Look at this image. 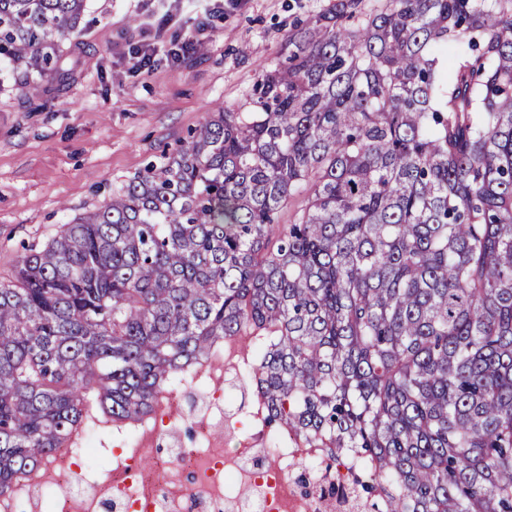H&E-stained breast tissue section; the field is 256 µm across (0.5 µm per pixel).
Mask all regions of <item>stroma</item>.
<instances>
[{"label":"stroma","mask_w":512,"mask_h":512,"mask_svg":"<svg viewBox=\"0 0 512 512\" xmlns=\"http://www.w3.org/2000/svg\"><path fill=\"white\" fill-rule=\"evenodd\" d=\"M330 0H87L64 46V78L37 96L0 58V278L75 215L104 206L129 178L179 148L211 112L246 111L263 69L285 54L288 30ZM204 53L168 56L174 33ZM150 45L141 68L137 46Z\"/></svg>","instance_id":"stroma-1"}]
</instances>
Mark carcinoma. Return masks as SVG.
<instances>
[{"instance_id":"carcinoma-1","label":"carcinoma","mask_w":512,"mask_h":512,"mask_svg":"<svg viewBox=\"0 0 512 512\" xmlns=\"http://www.w3.org/2000/svg\"><path fill=\"white\" fill-rule=\"evenodd\" d=\"M86 0H0L27 92ZM219 108L0 279V496L93 402L142 423L246 336L272 441L364 512H512V0H334ZM306 203L280 230L294 197Z\"/></svg>"}]
</instances>
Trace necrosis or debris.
I'll return each instance as SVG.
<instances>
[{"mask_svg":"<svg viewBox=\"0 0 512 512\" xmlns=\"http://www.w3.org/2000/svg\"><path fill=\"white\" fill-rule=\"evenodd\" d=\"M194 387L179 378L177 391L134 433L128 458L99 484L96 499L79 497L66 484L67 474L82 472L94 458L96 450L89 446L60 449L25 478L27 490L54 493L55 512H100L105 502L113 503L115 512H181L186 499L204 512H333L334 501L301 491L297 449L284 443L257 448L246 439L234 453L223 452L225 432L237 429L241 419L225 407L220 383L203 395L198 447L177 449L168 459L160 455L161 441L172 439L184 416L182 394Z\"/></svg>","mask_w":512,"mask_h":512,"instance_id":"necrosis-or-debris-1","label":"necrosis or debris"}]
</instances>
